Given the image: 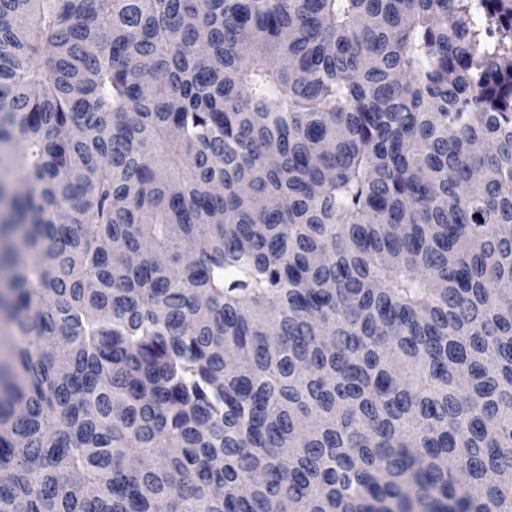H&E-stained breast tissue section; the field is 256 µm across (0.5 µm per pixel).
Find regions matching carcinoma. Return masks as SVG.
Instances as JSON below:
<instances>
[{
	"instance_id": "1",
	"label": "carcinoma",
	"mask_w": 512,
	"mask_h": 512,
	"mask_svg": "<svg viewBox=\"0 0 512 512\" xmlns=\"http://www.w3.org/2000/svg\"><path fill=\"white\" fill-rule=\"evenodd\" d=\"M0 512H512V0H0Z\"/></svg>"
}]
</instances>
